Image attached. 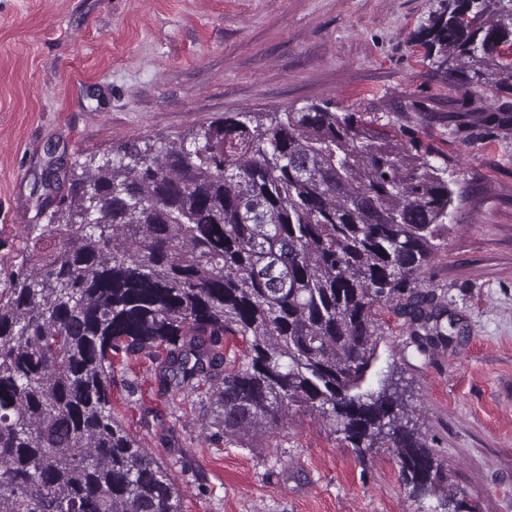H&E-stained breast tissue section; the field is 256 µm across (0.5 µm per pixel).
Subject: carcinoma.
Instances as JSON below:
<instances>
[{
  "mask_svg": "<svg viewBox=\"0 0 512 512\" xmlns=\"http://www.w3.org/2000/svg\"><path fill=\"white\" fill-rule=\"evenodd\" d=\"M427 58L512 92V0H444ZM475 123L512 126V106ZM124 145L73 175L0 290V512H180L168 468L112 411V357L153 354L161 388L209 386L232 440L318 410L359 453L393 448L414 495L448 481L391 386L362 392L376 309L446 346L423 288L453 190L362 112H238L193 138ZM91 213L93 223L76 219ZM242 340L231 358L224 337Z\"/></svg>",
  "mask_w": 512,
  "mask_h": 512,
  "instance_id": "1",
  "label": "carcinoma"
}]
</instances>
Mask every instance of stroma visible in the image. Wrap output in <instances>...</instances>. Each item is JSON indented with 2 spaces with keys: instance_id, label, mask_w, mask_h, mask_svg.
<instances>
[{
  "instance_id": "1",
  "label": "stroma",
  "mask_w": 512,
  "mask_h": 512,
  "mask_svg": "<svg viewBox=\"0 0 512 512\" xmlns=\"http://www.w3.org/2000/svg\"><path fill=\"white\" fill-rule=\"evenodd\" d=\"M441 0H0V289L86 158L189 135L235 112L329 103L413 132L454 204L430 277L462 329L429 356L379 313L366 384L396 375L408 417L472 512H512V129L453 134L451 112L512 94L464 91L416 34ZM54 188L42 183L48 161ZM112 407L177 478L180 512H445L410 497L389 448L359 453L333 419L289 414L224 440L206 391L161 390L151 357L113 360Z\"/></svg>"
}]
</instances>
